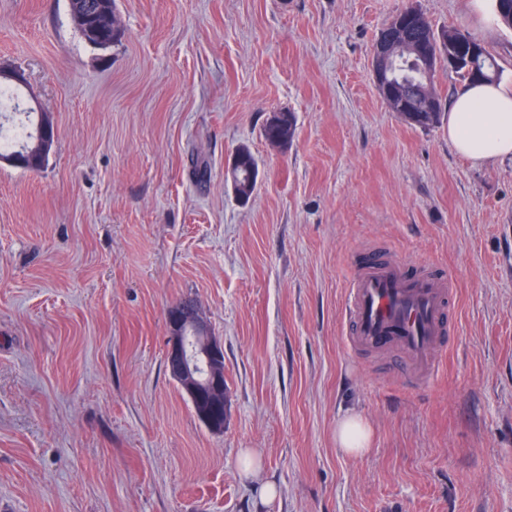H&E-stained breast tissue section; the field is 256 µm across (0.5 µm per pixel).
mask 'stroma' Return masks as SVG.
<instances>
[{
	"mask_svg": "<svg viewBox=\"0 0 512 512\" xmlns=\"http://www.w3.org/2000/svg\"><path fill=\"white\" fill-rule=\"evenodd\" d=\"M409 4L512 74V28L471 0H117L104 49L68 0H0V67L57 129L40 172L0 166V512H512V158L389 109L372 49ZM368 256L455 281L424 386L346 343ZM184 297L224 346L220 433L166 369ZM349 412L359 455L336 446ZM296 134V117L293 112H275L263 127V135L267 141L283 148L293 142ZM235 165L228 167V174L231 176L232 184L238 199L248 201L253 195L258 179V163L249 148L239 147L235 154ZM369 429L356 414H348L336 426V441L348 452H360L369 440Z\"/></svg>",
	"mask_w": 512,
	"mask_h": 512,
	"instance_id": "35a3bbf8",
	"label": "stroma"
}]
</instances>
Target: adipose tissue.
Returning <instances> with one entry per match:
<instances>
[{
	"label": "adipose tissue",
	"instance_id": "adipose-tissue-1",
	"mask_svg": "<svg viewBox=\"0 0 512 512\" xmlns=\"http://www.w3.org/2000/svg\"><path fill=\"white\" fill-rule=\"evenodd\" d=\"M448 142L469 161L512 157V83L462 86L448 105Z\"/></svg>",
	"mask_w": 512,
	"mask_h": 512
}]
</instances>
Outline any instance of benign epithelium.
Segmentation results:
<instances>
[{
    "label": "benign epithelium",
    "instance_id": "benign-epithelium-1",
    "mask_svg": "<svg viewBox=\"0 0 512 512\" xmlns=\"http://www.w3.org/2000/svg\"><path fill=\"white\" fill-rule=\"evenodd\" d=\"M429 22L416 23L413 30L396 26L389 36L381 35L373 47L372 75L383 99L390 105H398L407 121H412L417 112H433L434 98L419 91L402 86H391L384 81L396 49L412 46L421 62L422 70L430 75L440 66L438 55L432 49L429 38ZM481 50L479 42L469 39L448 43L447 64L456 69L463 59L475 57ZM39 154L43 168L56 138L53 118L38 114ZM168 339L166 363L170 377L179 385L190 400L197 417L210 429L220 432L224 423L217 418V412L224 402V347L212 336L209 325L196 306L174 304L166 316Z\"/></svg>",
    "mask_w": 512,
    "mask_h": 512
}]
</instances>
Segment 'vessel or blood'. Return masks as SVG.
<instances>
[{
  "mask_svg": "<svg viewBox=\"0 0 512 512\" xmlns=\"http://www.w3.org/2000/svg\"><path fill=\"white\" fill-rule=\"evenodd\" d=\"M452 288L451 279L421 264L361 261L348 287L349 346L399 352L407 378L429 381L444 346Z\"/></svg>",
  "mask_w": 512,
  "mask_h": 512,
  "instance_id": "obj_1",
  "label": "vessel or blood"
}]
</instances>
